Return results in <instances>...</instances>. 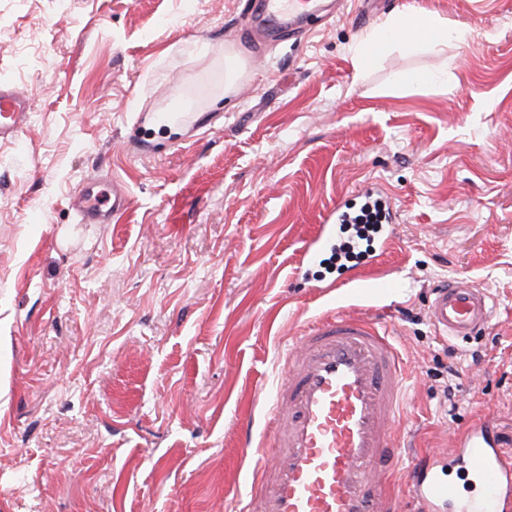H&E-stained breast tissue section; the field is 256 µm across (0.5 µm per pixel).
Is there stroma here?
Listing matches in <instances>:
<instances>
[{"label":"stroma","mask_w":512,"mask_h":512,"mask_svg":"<svg viewBox=\"0 0 512 512\" xmlns=\"http://www.w3.org/2000/svg\"><path fill=\"white\" fill-rule=\"evenodd\" d=\"M322 5L267 32L255 0H0V87L34 100L0 141V512H230L244 434L265 443L286 352L334 308L392 333L418 450L491 417L512 454V0ZM411 11L464 39L355 69L353 42ZM423 69L448 77L396 84ZM94 182L128 198L105 224L74 206ZM368 187L392 243L301 278L303 242ZM379 274L402 288L353 294ZM462 278L492 314L446 339L428 302ZM245 70V63L234 53L224 54V91L230 93Z\"/></svg>","instance_id":"1"}]
</instances>
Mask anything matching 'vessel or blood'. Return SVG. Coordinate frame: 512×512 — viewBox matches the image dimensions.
Instances as JSON below:
<instances>
[{"label":"vessel or blood","mask_w":512,"mask_h":512,"mask_svg":"<svg viewBox=\"0 0 512 512\" xmlns=\"http://www.w3.org/2000/svg\"><path fill=\"white\" fill-rule=\"evenodd\" d=\"M315 7V0H262L261 14L300 19ZM31 112L28 95L1 87L0 140L23 131ZM340 219L323 218L303 258L334 242ZM428 314L440 335L473 336L490 319L489 295L467 281L447 283L435 289ZM403 373L389 330L372 316L332 310L310 326L273 389L268 448L243 441L256 490L241 512H400L391 480L397 469L417 512H512V456L489 421L475 422L451 450L454 462L483 482L478 500L462 503L439 477L436 457L408 455L392 431L406 403Z\"/></svg>","instance_id":"1"}]
</instances>
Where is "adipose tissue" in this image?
I'll list each match as a JSON object with an SVG mask.
<instances>
[{"label":"adipose tissue","instance_id":"ef3b65f1","mask_svg":"<svg viewBox=\"0 0 512 512\" xmlns=\"http://www.w3.org/2000/svg\"><path fill=\"white\" fill-rule=\"evenodd\" d=\"M463 27L447 18L426 11H415L387 18L377 29L360 39L353 56L357 68L374 65L392 45L407 48H435L447 44L449 39L464 38Z\"/></svg>","mask_w":512,"mask_h":512}]
</instances>
